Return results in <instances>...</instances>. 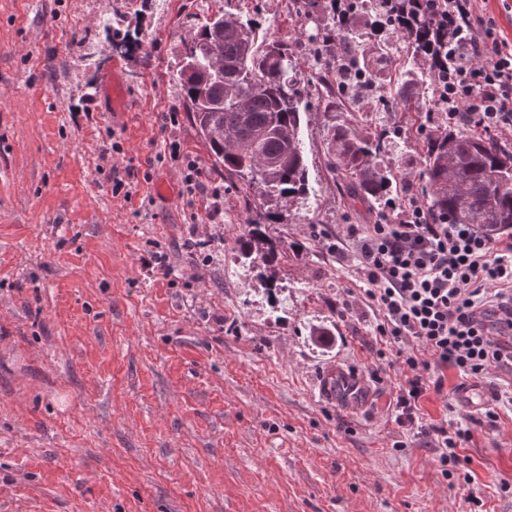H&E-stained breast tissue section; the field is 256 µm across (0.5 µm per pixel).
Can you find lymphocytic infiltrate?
Returning a JSON list of instances; mask_svg holds the SVG:
<instances>
[{"instance_id": "1", "label": "lymphocytic infiltrate", "mask_w": 512, "mask_h": 512, "mask_svg": "<svg viewBox=\"0 0 512 512\" xmlns=\"http://www.w3.org/2000/svg\"><path fill=\"white\" fill-rule=\"evenodd\" d=\"M405 20L425 21L426 66L433 101L449 125L479 127L512 137V42L504 40L486 0H394ZM182 164L188 196L208 195L209 217L224 214V192L206 185L198 163L170 144ZM398 222L353 224L347 241H330L337 262H352L368 303L378 314L375 337L402 367L392 407L397 421L421 429L419 404L442 392L447 371L481 383L490 371L512 373V232L495 237L472 224H437L430 208L408 195L394 201ZM422 354L404 351V340ZM441 476L465 491L479 512L475 480L460 450L470 441L458 424L435 427Z\"/></svg>"}]
</instances>
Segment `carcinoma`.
Segmentation results:
<instances>
[{"mask_svg":"<svg viewBox=\"0 0 512 512\" xmlns=\"http://www.w3.org/2000/svg\"><path fill=\"white\" fill-rule=\"evenodd\" d=\"M325 0L322 18L288 39L260 35V22L242 21L224 13L230 28L217 41L212 19L197 27L184 45L191 67L179 66V105L209 147L211 165L224 180L261 190L265 212L249 218L240 239L242 258L265 265L285 255L281 243L266 233L278 224L283 208L308 192V165L301 127L309 89L320 87L326 112H339L359 98L357 90L382 66L403 85L432 83L424 70L422 44L425 22L402 28L387 0H373L372 10L358 12L353 0ZM219 43L224 71L211 70L210 48ZM382 107L397 102L396 111L409 113L416 103L390 84L377 95ZM410 132L385 126L363 132L342 121L328 128V166L350 194L351 205L373 209L392 195L402 174L398 166L384 167L380 157L409 139ZM421 141L422 194L439 224H477L488 233L512 229V144L483 130L424 134Z\"/></svg>","mask_w":512,"mask_h":512,"instance_id":"1","label":"carcinoma"}]
</instances>
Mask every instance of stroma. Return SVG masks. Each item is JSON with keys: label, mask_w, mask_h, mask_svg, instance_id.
<instances>
[{"label": "stroma", "mask_w": 512, "mask_h": 512, "mask_svg": "<svg viewBox=\"0 0 512 512\" xmlns=\"http://www.w3.org/2000/svg\"><path fill=\"white\" fill-rule=\"evenodd\" d=\"M225 8L281 37L302 24L288 0H0V512H466L431 438L397 422L402 369L378 357L364 285L323 246L378 218L349 208L327 165L343 114L309 102V192L270 225L288 247L271 268L239 260L244 192L187 116L164 125L185 38ZM172 142L222 186V223L185 193ZM152 252L167 274L146 275ZM320 323L329 344L309 335ZM333 365L364 380L361 409L321 398ZM420 415L470 429L474 491L512 512L497 489L512 412L491 426L430 391Z\"/></svg>", "instance_id": "obj_1"}]
</instances>
